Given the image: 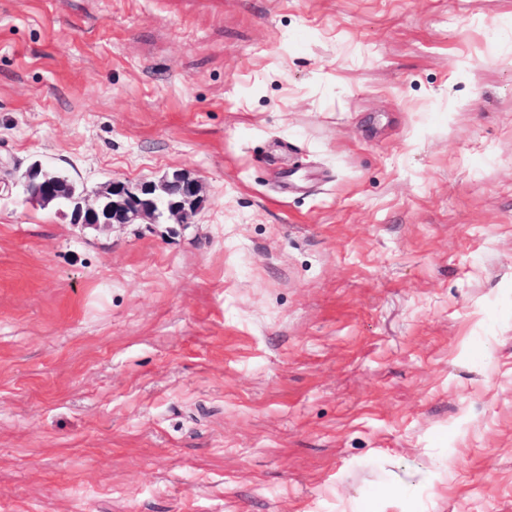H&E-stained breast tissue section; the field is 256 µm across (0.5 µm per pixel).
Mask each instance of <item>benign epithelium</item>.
Returning <instances> with one entry per match:
<instances>
[{
    "mask_svg": "<svg viewBox=\"0 0 512 512\" xmlns=\"http://www.w3.org/2000/svg\"><path fill=\"white\" fill-rule=\"evenodd\" d=\"M19 191L25 199L42 205L65 198L63 207L68 211L70 223L94 229L131 224L140 219L156 224L166 218L186 225L203 201L199 180L182 171H175L158 182L133 184L113 178L100 186L89 200L76 192L73 185H61V178L39 161L28 167Z\"/></svg>",
    "mask_w": 512,
    "mask_h": 512,
    "instance_id": "1",
    "label": "benign epithelium"
}]
</instances>
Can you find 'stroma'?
Returning <instances> with one entry per match:
<instances>
[{"instance_id":"1","label":"stroma","mask_w":512,"mask_h":512,"mask_svg":"<svg viewBox=\"0 0 512 512\" xmlns=\"http://www.w3.org/2000/svg\"><path fill=\"white\" fill-rule=\"evenodd\" d=\"M0 512H512V0H0ZM62 190L61 178L41 162H33L24 174L19 191L26 200L44 206L49 200L65 198L62 208L70 216V224L83 228L111 227L149 220L156 224L161 219H173L176 224H188V219L201 206L202 187L198 179L182 171H174L170 178L159 182L131 183L112 178L94 192L89 201L86 195L76 193L69 183Z\"/></svg>"}]
</instances>
